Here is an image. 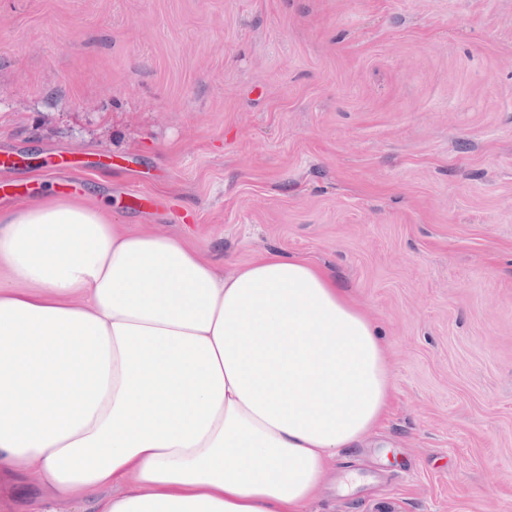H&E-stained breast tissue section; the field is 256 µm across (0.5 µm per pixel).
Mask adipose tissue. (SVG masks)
Returning a JSON list of instances; mask_svg holds the SVG:
<instances>
[{
  "label": "adipose tissue",
  "instance_id": "ef3b65f1",
  "mask_svg": "<svg viewBox=\"0 0 512 512\" xmlns=\"http://www.w3.org/2000/svg\"><path fill=\"white\" fill-rule=\"evenodd\" d=\"M393 392L326 265L220 268L53 194L0 211V479L49 489L41 512H306Z\"/></svg>",
  "mask_w": 512,
  "mask_h": 512
}]
</instances>
